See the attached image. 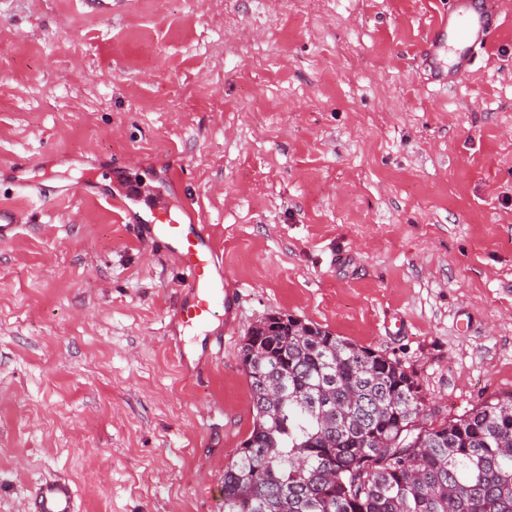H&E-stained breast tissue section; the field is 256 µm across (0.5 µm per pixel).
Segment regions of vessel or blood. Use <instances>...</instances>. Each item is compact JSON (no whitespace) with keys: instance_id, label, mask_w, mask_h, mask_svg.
I'll return each instance as SVG.
<instances>
[{"instance_id":"b4317fda","label":"vessel or blood","mask_w":512,"mask_h":512,"mask_svg":"<svg viewBox=\"0 0 512 512\" xmlns=\"http://www.w3.org/2000/svg\"><path fill=\"white\" fill-rule=\"evenodd\" d=\"M493 8L492 0H486L480 8L472 0H455L452 12L437 15L426 39V52L434 60L447 51L455 53L451 73H438L440 82H451L453 75L468 69L471 49L487 38ZM152 235L186 274L183 286L190 298L179 305L177 322L191 329L205 326L224 306V286L214 277L218 248L206 225L184 224L169 218L153 225ZM35 509L36 512H76L71 488L59 480L42 482L36 491Z\"/></svg>"}]
</instances>
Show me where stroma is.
Masks as SVG:
<instances>
[{"label": "stroma", "mask_w": 512, "mask_h": 512, "mask_svg": "<svg viewBox=\"0 0 512 512\" xmlns=\"http://www.w3.org/2000/svg\"><path fill=\"white\" fill-rule=\"evenodd\" d=\"M436 13L0 0V194L27 216L0 242V512L55 476L76 512H224L255 421L240 351L273 315L399 362L430 423L512 393V10L450 91L419 57ZM139 185L219 246L231 310L203 332ZM176 335L224 347L194 375Z\"/></svg>", "instance_id": "obj_1"}]
</instances>
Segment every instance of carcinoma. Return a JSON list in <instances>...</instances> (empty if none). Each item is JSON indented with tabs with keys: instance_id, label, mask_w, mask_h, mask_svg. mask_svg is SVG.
I'll return each mask as SVG.
<instances>
[{
	"instance_id": "carcinoma-1",
	"label": "carcinoma",
	"mask_w": 512,
	"mask_h": 512,
	"mask_svg": "<svg viewBox=\"0 0 512 512\" xmlns=\"http://www.w3.org/2000/svg\"><path fill=\"white\" fill-rule=\"evenodd\" d=\"M241 360L255 422L224 512H512V395L423 427L398 362L289 315L252 327Z\"/></svg>"
}]
</instances>
